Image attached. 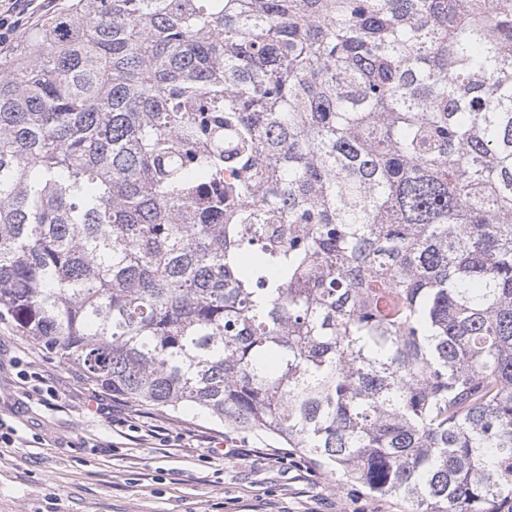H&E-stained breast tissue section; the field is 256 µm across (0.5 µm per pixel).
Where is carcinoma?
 <instances>
[{"label": "carcinoma", "mask_w": 512, "mask_h": 512, "mask_svg": "<svg viewBox=\"0 0 512 512\" xmlns=\"http://www.w3.org/2000/svg\"><path fill=\"white\" fill-rule=\"evenodd\" d=\"M413 512H512V0H73L0 60V319Z\"/></svg>", "instance_id": "carcinoma-1"}]
</instances>
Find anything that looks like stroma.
<instances>
[{
  "mask_svg": "<svg viewBox=\"0 0 512 512\" xmlns=\"http://www.w3.org/2000/svg\"><path fill=\"white\" fill-rule=\"evenodd\" d=\"M0 512H412L334 482L309 460L280 462L264 437L185 408L93 393L74 368L0 321ZM243 452L227 455V447Z\"/></svg>",
  "mask_w": 512,
  "mask_h": 512,
  "instance_id": "stroma-1",
  "label": "stroma"
}]
</instances>
